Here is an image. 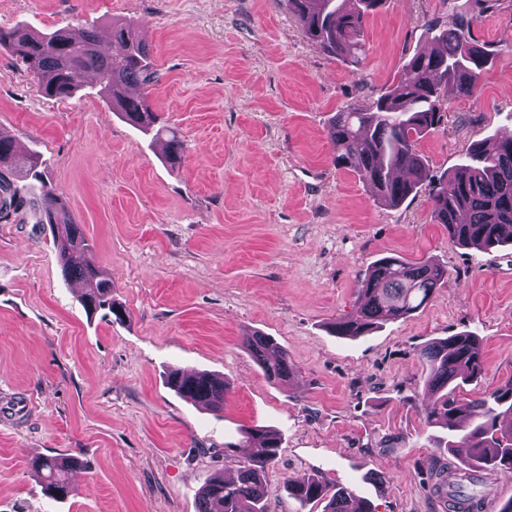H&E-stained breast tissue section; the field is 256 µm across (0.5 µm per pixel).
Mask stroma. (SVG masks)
<instances>
[{
    "mask_svg": "<svg viewBox=\"0 0 512 512\" xmlns=\"http://www.w3.org/2000/svg\"><path fill=\"white\" fill-rule=\"evenodd\" d=\"M471 0H387L351 66L309 41L283 0H0V27L44 33L133 23L161 71L150 98L184 142L180 166L134 129L85 75L49 98L0 53V133L38 153L31 201L0 222V512H197L215 474L248 457L245 429L271 427L281 448L265 475L272 512L300 507L291 477L321 476L368 498L375 512H445L434 497L448 434L428 424L425 342L473 332L484 371L459 400L512 379V246L456 248L431 220L428 187L392 207L332 162L327 125L345 105L388 88L431 22ZM500 48L473 98H448V121L418 148L434 174L475 141L512 131V0L474 28ZM67 204L112 276L123 320L89 314L63 279L45 191ZM432 260L447 284L414 316L370 335H334L355 315V290L379 257ZM273 337L293 365L268 380L243 345ZM207 371L228 387L214 413L177 395L170 370ZM78 459L74 492L56 501L31 458ZM384 476L385 484L375 483Z\"/></svg>",
    "mask_w": 512,
    "mask_h": 512,
    "instance_id": "stroma-1",
    "label": "stroma"
}]
</instances>
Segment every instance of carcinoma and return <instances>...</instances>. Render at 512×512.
Segmentation results:
<instances>
[{
    "label": "carcinoma",
    "instance_id": "carcinoma-1",
    "mask_svg": "<svg viewBox=\"0 0 512 512\" xmlns=\"http://www.w3.org/2000/svg\"><path fill=\"white\" fill-rule=\"evenodd\" d=\"M497 2L473 0L470 12L434 21L435 45L416 49L390 87L367 102L347 104L328 127L335 166L357 174L377 200L399 206L426 184L432 221L448 230L449 243L483 251L512 244V137L470 144L452 172L439 177L431 173L416 145L447 117L448 89L460 98L473 97L483 71L499 54L473 35L475 23ZM385 4L285 0L309 40L326 55L355 65L365 53L366 24ZM112 42L114 50L104 54L92 28L77 34L0 28V51L34 75L43 95L71 98L84 74L94 73L99 93L112 108L142 132L166 137L167 160L178 163L183 143L176 132L160 125L146 93L160 78L149 44L130 25L112 27ZM132 85L144 93L128 95ZM38 166L37 154L18 153L14 142L0 134V219L25 206L16 174L34 175ZM38 209L39 223L51 228L64 279L83 284L85 309L121 317L122 307L112 299V278L96 264L82 225L53 194H45ZM446 283L448 268L440 264L382 257L358 284V313L334 323V333L359 338L387 322L406 319ZM245 346L269 379L291 376L288 354L272 337L254 333L245 338ZM418 356L427 366L426 388L434 398L428 423L448 430V452L469 449L462 465L445 463L436 470L434 496L447 512H481L486 497L482 475L512 472V382L487 397L457 401L455 390L476 381L484 369L481 340L470 332L432 340L419 348ZM167 384L206 409H224L226 385L212 374L172 370ZM247 435L257 443L253 454L239 465L236 479H209L199 492L198 512H271L264 473L278 454L281 436L273 429H251ZM31 467L53 497L63 499L73 492L67 475L74 461L40 456L32 459ZM287 489L302 505L323 501V512H350L352 494L344 487L302 477L288 480Z\"/></svg>",
    "mask_w": 512,
    "mask_h": 512
}]
</instances>
